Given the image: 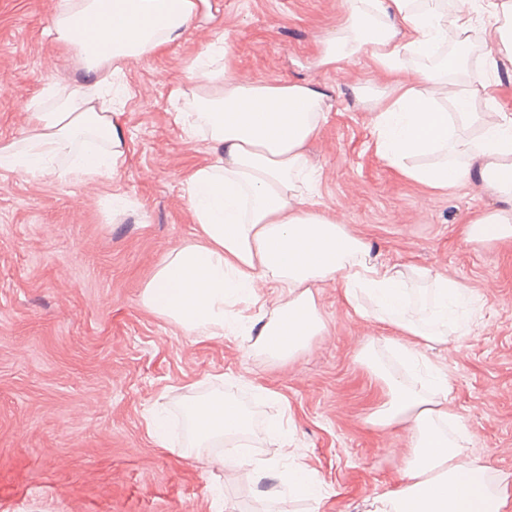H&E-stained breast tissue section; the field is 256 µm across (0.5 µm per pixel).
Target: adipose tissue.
Segmentation results:
<instances>
[{"mask_svg":"<svg viewBox=\"0 0 512 512\" xmlns=\"http://www.w3.org/2000/svg\"><path fill=\"white\" fill-rule=\"evenodd\" d=\"M346 22L331 40L324 64L371 54L388 72L406 59L435 58L443 46L467 58L476 17L493 21L496 51L512 54V0H349ZM197 0H62L46 30L77 51L87 82L58 96L53 109L32 103L21 143L0 146V168L20 175H52L59 161L76 178L116 172L125 137L116 113L97 100L112 90L109 68L154 55L190 29ZM409 31L406 40L399 30ZM222 52L197 57L189 109L175 119L187 135H204L213 159L195 167L187 197L201 240L173 249L146 283L141 301L197 336L246 333L258 354L285 362L322 335L326 321L314 290L343 286L354 312L396 331L391 349L399 363L425 371L427 390L410 386L382 363L374 343L360 360L381 378L386 400L371 414L380 428L407 424L411 455L402 482L373 499L367 512H512V475L495 474L464 454L467 438L448 409V375L425 365L422 351L464 334L460 312L469 293L458 281L425 268L402 272L368 261V245L350 235L318 202L303 152L323 119L324 93L309 83L240 80L222 66ZM438 69L419 68L394 94L375 99L376 149L407 178L447 188L469 178L492 189L500 207L481 212L462 229L466 241L512 236V115L490 105L476 110L474 89ZM101 151L73 154L83 134ZM480 158L470 168V158ZM432 292L416 308L417 284ZM275 294L264 303L262 289ZM196 460L231 483L247 476L273 478L313 502L323 492L307 466L281 470L277 461L241 453L253 435L249 412L236 400L212 395L188 406Z\"/></svg>","mask_w":512,"mask_h":512,"instance_id":"ef3b65f1","label":"adipose tissue"}]
</instances>
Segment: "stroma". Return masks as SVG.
<instances>
[{
	"instance_id": "35a3bbf8",
	"label": "stroma",
	"mask_w": 512,
	"mask_h": 512,
	"mask_svg": "<svg viewBox=\"0 0 512 512\" xmlns=\"http://www.w3.org/2000/svg\"><path fill=\"white\" fill-rule=\"evenodd\" d=\"M60 2L0 0V73L11 78L0 144L20 138L33 101L51 104L85 79L80 57L44 32ZM348 11L347 0H208L180 41L123 63L112 109L128 151L116 172L81 181L0 170V512H263L271 496L278 512H366L401 481L407 428L368 423L385 387L358 357L364 341L392 331L347 307L339 282L316 290L326 334L285 363L239 336L192 335L141 302L166 255L196 237L186 180L213 155L175 123V91L191 86V61L214 45L234 74L324 88L325 119L305 145L313 197L366 240L372 263L427 268L468 289L466 335L424 357L448 372V406L471 452L512 473V241L459 233L498 201L472 181L416 183L378 154L372 98L421 62L397 73L368 55L322 65ZM465 76L512 113V57L485 49ZM258 386L272 397L258 401ZM214 391L258 425L289 413L288 440L316 472L320 503L266 481L224 484L183 457L179 404ZM157 404L167 407L165 449L145 424Z\"/></svg>"
}]
</instances>
